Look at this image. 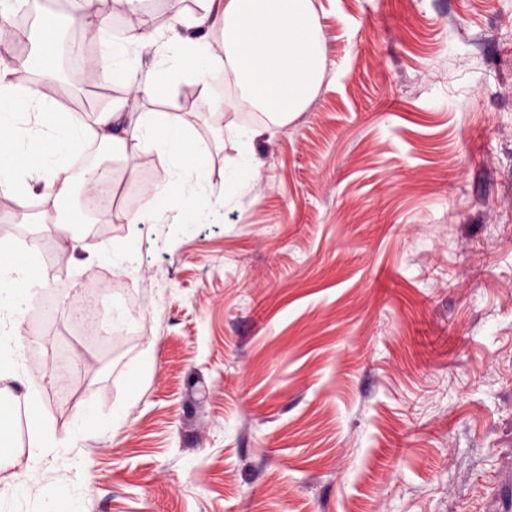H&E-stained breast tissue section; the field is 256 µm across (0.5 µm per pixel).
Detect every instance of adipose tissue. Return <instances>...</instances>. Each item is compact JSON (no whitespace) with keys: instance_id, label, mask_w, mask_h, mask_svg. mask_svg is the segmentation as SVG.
I'll list each match as a JSON object with an SVG mask.
<instances>
[{"instance_id":"adipose-tissue-1","label":"adipose tissue","mask_w":512,"mask_h":512,"mask_svg":"<svg viewBox=\"0 0 512 512\" xmlns=\"http://www.w3.org/2000/svg\"><path fill=\"white\" fill-rule=\"evenodd\" d=\"M94 2L80 0L81 14L60 20L41 0V45L56 50L65 28H82L97 49L94 63L102 65L104 75L123 78L127 95L80 117L61 114L51 96L19 83L18 66L0 62V198L21 209L38 199L46 223L79 243L85 211L73 206L75 194L101 186L116 189L120 171L101 155L131 151L150 157L151 172L139 184L140 203L128 214V223L213 220L236 208L254 182L256 136L288 124L318 91L324 50L312 0H199L193 23L201 31L197 37L182 33L176 20L161 33L140 32L118 21L87 24L83 12ZM219 23L224 26L220 51L202 35ZM228 71L234 76L233 96L247 110L237 119L236 155L224 169L223 183L216 184L190 127L175 115L137 112L133 106L181 81L206 95L220 93ZM49 296L61 298L62 290L47 277L36 245L1 240V380L30 384L32 344L24 339L22 326L34 301ZM26 398L33 449L20 481L0 491V512H59L56 494L43 488L46 463L72 465L78 441L89 432L110 434L130 403L118 402L108 414L84 408L60 429L43 409L36 388L30 385Z\"/></svg>"}]
</instances>
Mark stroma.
Returning a JSON list of instances; mask_svg holds the SVG:
<instances>
[{"instance_id":"35a3bbf8","label":"stroma","mask_w":512,"mask_h":512,"mask_svg":"<svg viewBox=\"0 0 512 512\" xmlns=\"http://www.w3.org/2000/svg\"><path fill=\"white\" fill-rule=\"evenodd\" d=\"M324 78L304 112L257 136L258 184L236 209L174 232L133 226L149 158L120 160L109 215L81 248L0 205V239L38 240L69 293L113 279L87 258L137 235L138 325L99 347L40 325L38 362L76 353L58 426L86 406L124 424L90 434L48 491L86 512H512V0H313ZM197 0H150L144 32ZM188 82L142 100L176 113L224 180L237 105ZM145 370L132 383L130 370ZM26 384L0 380V487L30 445Z\"/></svg>"}]
</instances>
